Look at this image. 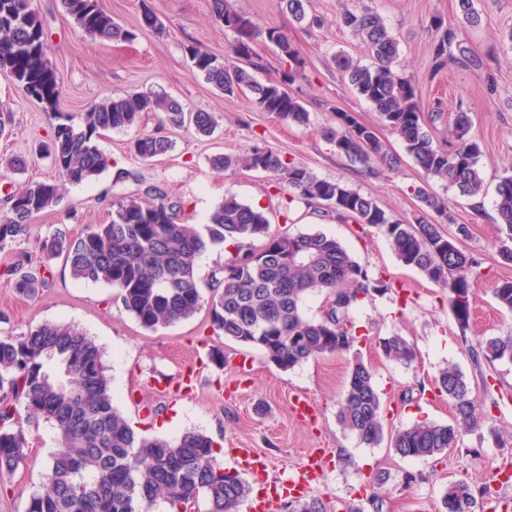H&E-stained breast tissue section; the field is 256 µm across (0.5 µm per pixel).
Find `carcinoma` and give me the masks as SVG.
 Wrapping results in <instances>:
<instances>
[{
	"mask_svg": "<svg viewBox=\"0 0 512 512\" xmlns=\"http://www.w3.org/2000/svg\"><path fill=\"white\" fill-rule=\"evenodd\" d=\"M65 13L86 34L101 40L132 41L137 34L112 18L100 0H61ZM280 7L298 22L307 19L304 0H280ZM215 17L237 35L231 63L195 46L185 48L193 72L226 95L249 92L252 104L280 120L305 125L310 113L285 89L295 82L298 67L283 72L277 83L261 84L253 72L263 68L253 49L262 37L290 59H296L288 36L280 28L249 30L238 27L244 15L229 0H215ZM480 24L473 0H457L456 14L430 22L435 69L444 67L448 50L460 59L470 51L458 41L456 20ZM343 25L359 35L372 57L369 66L346 55H336L339 71L357 94L378 112L384 125L404 144L425 176L444 179L460 195L480 198L485 181L478 166L479 143L467 112L424 116L412 84L393 70L398 42L382 17L364 0H353L341 14ZM0 72L7 74L30 99L52 111L55 124L41 149L58 173L47 181L27 183L9 197L0 214V251L30 235L33 219L56 206L65 185L101 175L108 158L96 141L105 132H124L140 125L150 113L176 126L190 125L199 136L216 126L215 116L202 110L187 112L164 93H126L90 105L74 117L59 108L62 82L47 54V33L34 0H0ZM330 130L336 152L350 164L378 175L394 171L400 158L390 153L374 127L349 112L337 111ZM442 122L450 140L445 148L433 145L427 123ZM172 142L160 133L138 134L129 142L131 154L144 162L168 154ZM216 168L239 166L276 176L291 192V199L309 205L325 203L336 219L378 228L405 266L428 281L448 289V310L461 329L469 327L472 297L480 261L453 245L469 227L458 224L445 199L425 185L413 187L421 203L414 220L389 214L370 196L339 181L317 178L266 146H253L238 155L219 154ZM22 156L0 158V177L24 170ZM144 197H120L112 202V219L85 228L76 236L55 234L39 242L45 261L64 256L71 277L80 282L104 283L141 327L155 330L188 319L209 307L212 322L224 337L260 348L281 369L353 347L355 325L350 313L374 292L393 288L356 261L336 238L324 233H272L262 212L224 197L200 229L181 217L183 204L157 187ZM498 255L512 263V174L496 186ZM456 225L454 232L444 224ZM232 241L236 256L211 275L215 287L204 299L197 275V260L208 248ZM22 272L9 268L13 288L35 297L46 287L43 270ZM314 292L326 293L327 308L319 319L305 316L302 305ZM498 305L512 311V280L495 288ZM386 360L409 364L413 345L395 333L378 343ZM475 360H512V335L494 336L472 349ZM454 410L453 423L420 421L385 434L384 408L374 372L354 357L337 418L368 446L389 437V446L403 458H426L457 447L460 437L484 422L471 397V387L457 365L442 368L436 380ZM45 420L59 431L58 447L47 463V481L34 493L26 512H153L157 502L169 512H185L190 499L205 502V512H240L250 494L239 473L220 467L213 456V439L189 430L176 439L138 434L113 403L110 379L95 340L67 322H46L21 336H0V476L12 473L29 448L25 427ZM293 512H337L319 497L295 498ZM444 512H475L476 497L464 481L448 484Z\"/></svg>",
	"mask_w": 512,
	"mask_h": 512,
	"instance_id": "obj_1",
	"label": "carcinoma"
}]
</instances>
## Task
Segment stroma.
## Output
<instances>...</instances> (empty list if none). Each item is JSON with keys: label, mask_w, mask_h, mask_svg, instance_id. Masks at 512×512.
<instances>
[{"label": "stroma", "mask_w": 512, "mask_h": 512, "mask_svg": "<svg viewBox=\"0 0 512 512\" xmlns=\"http://www.w3.org/2000/svg\"><path fill=\"white\" fill-rule=\"evenodd\" d=\"M231 2L257 26H276L287 34L302 63L301 75L288 91L309 111L308 124H288L258 111L248 96H226L192 72L185 46L227 57L236 39L216 22L214 0H101L116 21L136 30L130 42L85 36L64 13L61 0H36L49 58L63 82L62 111L76 114L112 95L155 91L170 94L185 110L213 113L217 126L211 136L201 137L187 128L146 120L144 131H162L174 144L167 155L151 162L129 152V133H104L98 145L110 160L107 170L95 180L66 185L54 210L34 219L30 237L0 251V310L10 314L9 321L0 322V334L18 336L47 321L77 325L101 347L114 402L134 428L169 439L188 429L201 431L219 444L216 457L224 467L234 465L229 449L252 448L268 458L269 476L275 479L294 471L313 449L325 448L330 455L310 493L334 505L355 506L361 512H442L448 484L463 480L474 491L477 512H505L512 505V361L478 363L470 350L479 340L512 332V312L500 309L494 298L498 284L512 280V264L502 263L497 254L494 207L496 185L505 167L512 166V40L507 37L512 0H473L481 24L460 26L459 39L475 59L465 64L451 59L438 71L428 25L433 16L455 14L456 0L372 2L399 43L395 68L414 86L423 112L470 114L486 185L478 201L461 196L444 180L425 177L402 141L337 70L333 57L340 53L363 65L372 61L362 40L339 21L347 0H308V18L301 23L278 0ZM147 10L163 22V32L140 29ZM338 111L374 126L389 151L400 156L397 170L373 176L338 155L325 134ZM0 112L9 114L12 130L0 139V155L27 160L24 173L0 180L1 212L21 185L53 179L56 171L38 151L51 134L52 114L26 99L1 73ZM256 144L271 147L318 178L347 184L401 219L412 218L420 207L414 186L428 184L445 198L456 221L469 225L465 247L481 263L468 329L455 323L446 290L403 266L378 228L315 214L302 201H289L275 177L245 169L218 170L210 163L213 155L240 153ZM148 185L179 197L184 219L201 228L232 194L246 205H260L271 232L336 237L358 262L395 285L361 299L351 313L356 326L353 353H360L375 372L386 428L424 419L450 423L452 406L435 387L439 371L450 363L469 382L486 414L484 425L443 456L403 458L385 443L360 444L337 420L353 353L326 355L283 370L258 348L226 339L205 309L147 330L123 310L110 286L73 281L60 257L51 260L50 284L35 299L20 296L3 278V271L16 263L40 264V239L107 223L116 197L138 195ZM394 333L413 344L416 357L411 364L389 363L378 349L379 339ZM196 350L207 362L195 389L188 398L172 400L163 388L181 379L186 360ZM298 398L313 405L315 423L292 414L290 405ZM28 440L26 461L0 478V512H24L30 495L46 481L58 433L43 421L30 428ZM375 474L385 479L377 490L367 484Z\"/></svg>", "instance_id": "obj_1"}]
</instances>
